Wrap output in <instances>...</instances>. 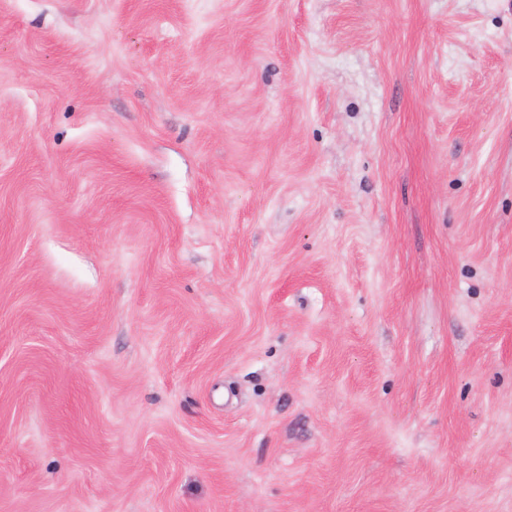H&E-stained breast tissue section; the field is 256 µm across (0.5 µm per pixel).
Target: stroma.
<instances>
[{
	"label": "stroma",
	"instance_id": "obj_1",
	"mask_svg": "<svg viewBox=\"0 0 512 512\" xmlns=\"http://www.w3.org/2000/svg\"><path fill=\"white\" fill-rule=\"evenodd\" d=\"M0 512H512V0H0Z\"/></svg>",
	"mask_w": 512,
	"mask_h": 512
}]
</instances>
